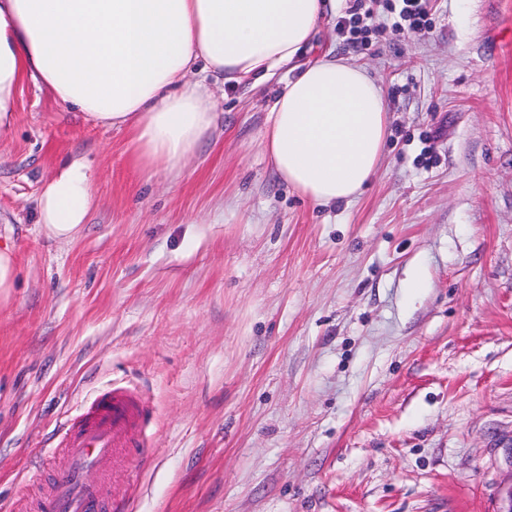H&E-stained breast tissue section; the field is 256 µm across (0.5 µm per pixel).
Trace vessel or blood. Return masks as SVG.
Segmentation results:
<instances>
[{
  "mask_svg": "<svg viewBox=\"0 0 512 512\" xmlns=\"http://www.w3.org/2000/svg\"><path fill=\"white\" fill-rule=\"evenodd\" d=\"M147 403L134 387L115 384L98 391L60 424L46 491L27 496L22 512H123L132 495L117 475L138 456L150 426Z\"/></svg>",
  "mask_w": 512,
  "mask_h": 512,
  "instance_id": "obj_1",
  "label": "vessel or blood"
}]
</instances>
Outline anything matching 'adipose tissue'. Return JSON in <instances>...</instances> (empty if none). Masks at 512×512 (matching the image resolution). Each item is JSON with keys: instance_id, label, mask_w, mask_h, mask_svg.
Returning a JSON list of instances; mask_svg holds the SVG:
<instances>
[{"instance_id": "obj_1", "label": "adipose tissue", "mask_w": 512, "mask_h": 512, "mask_svg": "<svg viewBox=\"0 0 512 512\" xmlns=\"http://www.w3.org/2000/svg\"><path fill=\"white\" fill-rule=\"evenodd\" d=\"M329 0H0V136L24 80L94 125L125 131L129 163L180 172L217 129L214 86L288 77L262 142L279 176L321 206L375 176L389 114L366 67L303 59ZM88 160L64 161L37 201L44 234L75 239L95 202Z\"/></svg>"}]
</instances>
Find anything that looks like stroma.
Here are the masks:
<instances>
[{"label":"stroma","mask_w":512,"mask_h":512,"mask_svg":"<svg viewBox=\"0 0 512 512\" xmlns=\"http://www.w3.org/2000/svg\"><path fill=\"white\" fill-rule=\"evenodd\" d=\"M355 46L338 0L308 51L386 91L380 168L322 207L262 151L287 69L218 92L224 123L145 179L124 132L24 80L0 137V512L81 402L142 391L151 441L125 512H502L512 489V0H429L431 27ZM87 156L97 201L72 241L42 185ZM16 259L9 248H0V302H7L15 288Z\"/></svg>","instance_id":"obj_1"}]
</instances>
